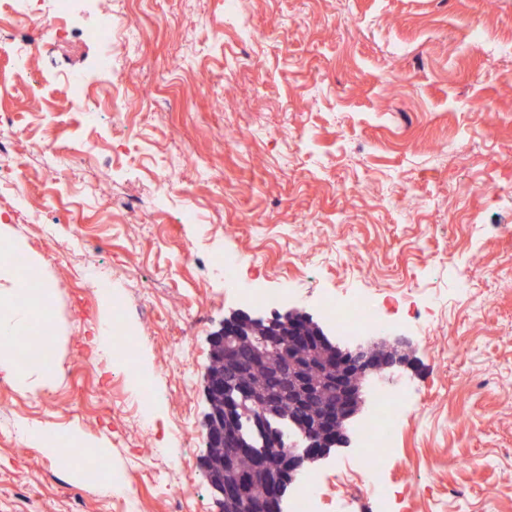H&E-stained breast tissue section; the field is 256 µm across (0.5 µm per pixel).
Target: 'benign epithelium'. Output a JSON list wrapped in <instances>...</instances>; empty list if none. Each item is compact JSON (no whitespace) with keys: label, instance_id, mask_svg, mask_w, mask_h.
Here are the masks:
<instances>
[{"label":"benign epithelium","instance_id":"obj_1","mask_svg":"<svg viewBox=\"0 0 512 512\" xmlns=\"http://www.w3.org/2000/svg\"><path fill=\"white\" fill-rule=\"evenodd\" d=\"M260 323L261 319L239 312L220 323L209 337V359L221 358L224 370L217 373L207 365L204 393L207 411L204 415L206 442L224 448V481L212 486L219 496L222 512H282L285 488L302 475L306 464L329 454L344 437L342 422L354 416L362 402V382L371 375L392 370L405 361L401 341L360 343L342 350L321 332L310 336V322L299 324L296 315L286 313L267 321L264 335L250 352L240 349L243 324ZM318 345L327 350L324 368L332 403L321 407V418L310 427L301 425V444L279 456H272L268 447L277 444L267 431V417L278 416L277 404L294 398L301 405L314 404L317 389L300 380L306 370L301 357L304 349ZM288 347V362L282 384L258 397L249 373L267 363L266 347ZM222 399L223 409L215 407ZM249 453L253 457L251 475L238 473V460Z\"/></svg>","mask_w":512,"mask_h":512}]
</instances>
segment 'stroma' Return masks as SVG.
I'll use <instances>...</instances> for the list:
<instances>
[{
    "label": "stroma",
    "instance_id": "35a3bbf8",
    "mask_svg": "<svg viewBox=\"0 0 512 512\" xmlns=\"http://www.w3.org/2000/svg\"><path fill=\"white\" fill-rule=\"evenodd\" d=\"M0 27V191L9 235L53 289L52 379L0 378V512H220L200 467L208 339L248 289L282 293L340 346L328 302L383 307L370 341L405 365L363 386L348 442L308 466L318 512H377L353 474L374 390L402 391L394 512H512V0H113L128 13L113 63L82 0ZM91 86L95 124L62 94ZM197 214L184 222L185 212ZM256 257L241 286L228 257ZM105 274L156 413L127 361L85 344L107 314ZM108 441L128 493L104 497L21 423ZM186 484L175 496V475Z\"/></svg>",
    "mask_w": 512,
    "mask_h": 512
}]
</instances>
